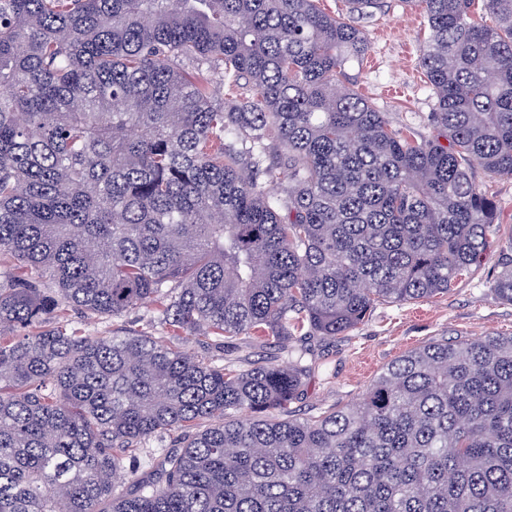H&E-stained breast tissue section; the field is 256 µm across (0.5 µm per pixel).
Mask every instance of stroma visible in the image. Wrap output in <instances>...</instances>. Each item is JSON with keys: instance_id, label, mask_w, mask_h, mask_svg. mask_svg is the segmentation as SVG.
<instances>
[{"instance_id": "obj_1", "label": "stroma", "mask_w": 512, "mask_h": 512, "mask_svg": "<svg viewBox=\"0 0 512 512\" xmlns=\"http://www.w3.org/2000/svg\"><path fill=\"white\" fill-rule=\"evenodd\" d=\"M384 8L360 25L369 41L367 54L348 64L355 85L394 123L432 133L433 101L420 65L427 35L421 7L406 0H383ZM480 188L497 205L495 238L512 240V179L477 173ZM498 253L488 254L471 278L447 295L428 301L381 304L368 320L336 341L310 342L321 370L311 378L294 409L298 417L319 414L358 398L383 368L406 352L441 338L512 334V304L493 291Z\"/></svg>"}]
</instances>
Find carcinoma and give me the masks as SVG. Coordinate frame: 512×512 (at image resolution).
I'll return each mask as SVG.
<instances>
[{
	"label": "carcinoma",
	"mask_w": 512,
	"mask_h": 512,
	"mask_svg": "<svg viewBox=\"0 0 512 512\" xmlns=\"http://www.w3.org/2000/svg\"><path fill=\"white\" fill-rule=\"evenodd\" d=\"M405 2L427 136L343 82L382 0H0V512H512V336L289 415L319 370L297 342L472 275L496 221L474 170L512 178V0ZM145 303L160 336L62 317ZM241 336L287 361L181 349Z\"/></svg>",
	"instance_id": "1"
}]
</instances>
